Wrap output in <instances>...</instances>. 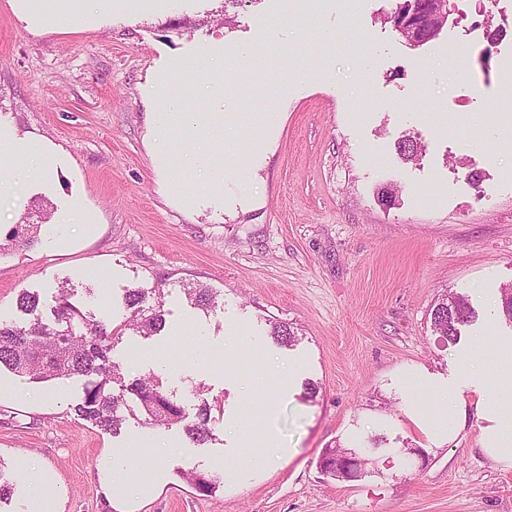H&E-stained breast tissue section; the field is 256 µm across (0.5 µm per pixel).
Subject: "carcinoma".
<instances>
[{
    "mask_svg": "<svg viewBox=\"0 0 512 512\" xmlns=\"http://www.w3.org/2000/svg\"><path fill=\"white\" fill-rule=\"evenodd\" d=\"M415 0V5L401 12L397 9L387 14L384 21L400 31L403 23L417 22L425 10H434L435 3ZM47 206L40 204L25 214L23 220L12 226L5 237H0V255L19 247H31L38 242L41 228L48 221ZM188 302L203 312L218 306L217 293L200 284L182 285ZM164 293L162 284L148 287L140 285L125 291L123 303L127 318L117 330L71 301V289L58 287L54 320L45 323L37 314L39 296L27 290L17 298V309L32 316L27 322L0 319V368L34 382L68 379L76 376L87 378L85 395L76 406L77 415L95 426L117 435L126 421V415L140 412L145 423L152 426H183L186 437L194 444H205L213 436L212 417L217 405L207 399L200 400L196 419L187 424L186 411L179 400L169 394L161 378L148 373L125 381L121 365L112 361L110 353L114 344L130 330L144 339L159 334L165 327ZM476 318L469 299L462 294L444 295L431 309L434 331L446 341L454 343L460 336V327ZM271 338L282 346L291 347L296 342V332L287 323L272 328ZM351 455V450L341 444L326 448L319 459L321 470L337 480H344L347 473L336 468ZM185 481L200 495L209 497L222 483L217 472H202L190 468L182 472Z\"/></svg>",
    "mask_w": 512,
    "mask_h": 512,
    "instance_id": "cac0c4a2",
    "label": "carcinoma"
}]
</instances>
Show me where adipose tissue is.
I'll return each instance as SVG.
<instances>
[{
	"instance_id": "obj_1",
	"label": "adipose tissue",
	"mask_w": 512,
	"mask_h": 512,
	"mask_svg": "<svg viewBox=\"0 0 512 512\" xmlns=\"http://www.w3.org/2000/svg\"><path fill=\"white\" fill-rule=\"evenodd\" d=\"M154 121L159 129L179 130L195 137L196 148L185 161L187 171L197 174L212 168L209 141L215 134L223 132V113L184 112L173 108L156 113ZM3 152L19 155L20 160L13 167L10 181H0V192L9 191L31 176L44 173L48 166V158L42 150L28 148L10 139L0 140V153ZM499 372L503 379L500 389L484 391L482 401L503 414L504 420L485 453L496 462L512 464V344L501 349ZM19 469L30 486L23 512H57L58 490L53 477L27 459L20 461ZM150 473V466L144 465L128 448L109 450L99 462L104 495L118 512H132L134 506L154 494L156 481Z\"/></svg>"
}]
</instances>
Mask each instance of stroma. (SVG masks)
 Wrapping results in <instances>:
<instances>
[{
	"label": "stroma",
	"mask_w": 512,
	"mask_h": 512,
	"mask_svg": "<svg viewBox=\"0 0 512 512\" xmlns=\"http://www.w3.org/2000/svg\"><path fill=\"white\" fill-rule=\"evenodd\" d=\"M452 2L454 23L413 48L384 21L394 0H360L351 19L342 0H160L113 7L79 29L0 0V136L54 156L46 174L0 195V233L41 201L77 213L44 224L34 247L0 256V319L22 320L16 299L27 290L51 321L66 280L74 303L117 328L126 289L162 282L165 328L124 337L113 357L127 378L160 375L186 409L202 397L221 407L202 448L181 428L140 416L115 436L77 415L84 378L40 383L1 370L18 398L0 403V475L13 486L0 512L22 510L28 485L17 462L27 455L62 486L60 512H111L98 461L139 436L161 448L144 459L160 481L138 512H512V466L482 451L495 422L477 393L461 385L452 433L436 399L462 359H492L512 341L498 314L500 290L512 284V123L495 112L512 96L497 78L512 26L496 0L479 13L470 0ZM299 8L306 29L292 38L295 52L274 55L267 22ZM347 23L350 39H322ZM490 27L498 41L488 40ZM452 38L462 51L455 62L446 56ZM223 46L254 49L224 68V112L260 121L245 132L225 125L213 138L224 178L210 182L180 163L190 135L161 133L154 114L174 102L200 107L189 92L202 89L203 75L167 85L168 65ZM404 137L421 142L417 160L398 155ZM390 183L399 193L385 210L377 192ZM60 235L68 249L55 247ZM185 282L218 290L221 308H193ZM449 292L476 311L454 344L430 322ZM281 322L297 332L293 347L270 336ZM250 353L262 376L256 390L233 370ZM296 361L318 383L315 399L299 385L274 386ZM269 401L276 412L267 419ZM259 421L281 460L225 470L210 497L184 481L183 470L235 458L243 427ZM333 443L367 454L361 480L321 471ZM407 445L423 457L405 455Z\"/></svg>",
	"instance_id": "1"
}]
</instances>
